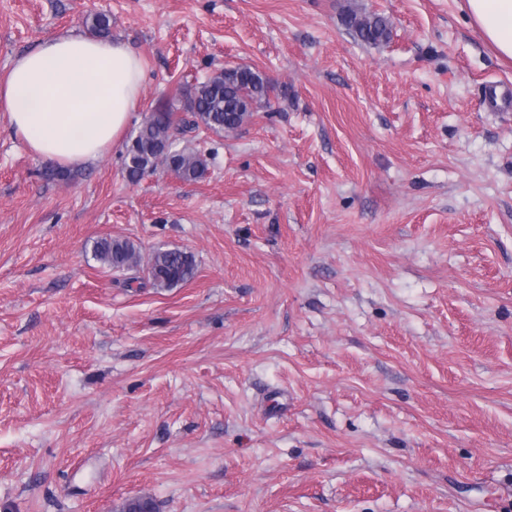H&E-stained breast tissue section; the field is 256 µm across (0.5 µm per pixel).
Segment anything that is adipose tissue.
<instances>
[{
    "instance_id": "adipose-tissue-1",
    "label": "adipose tissue",
    "mask_w": 512,
    "mask_h": 512,
    "mask_svg": "<svg viewBox=\"0 0 512 512\" xmlns=\"http://www.w3.org/2000/svg\"><path fill=\"white\" fill-rule=\"evenodd\" d=\"M482 36L512 58V0H466ZM145 77L123 42L55 34L0 80V110L36 156L64 167L102 156L131 124Z\"/></svg>"
}]
</instances>
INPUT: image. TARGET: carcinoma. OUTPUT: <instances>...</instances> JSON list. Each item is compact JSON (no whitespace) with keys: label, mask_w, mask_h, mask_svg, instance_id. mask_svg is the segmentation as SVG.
<instances>
[{"label":"carcinoma","mask_w":512,"mask_h":512,"mask_svg":"<svg viewBox=\"0 0 512 512\" xmlns=\"http://www.w3.org/2000/svg\"><path fill=\"white\" fill-rule=\"evenodd\" d=\"M340 20L353 39L364 44L379 45L390 39V23L381 14L346 5ZM86 26L94 37L108 36L112 21L108 14L99 12L86 17ZM270 91L271 82L261 72L248 66L226 67L193 87L188 102L190 118L176 117L172 103L156 105L138 128L134 143L126 146L123 169L127 179L135 183L153 172L160 161V147L166 140L201 125L216 134L239 129L257 109L270 106ZM173 170L183 181H196L204 175L206 163L200 155L182 149L173 159ZM92 257L116 271L144 264L157 288H175L191 280L196 272L194 256L188 252L158 248L145 259L140 249L127 239L95 240Z\"/></svg>","instance_id":"carcinoma-1"}]
</instances>
